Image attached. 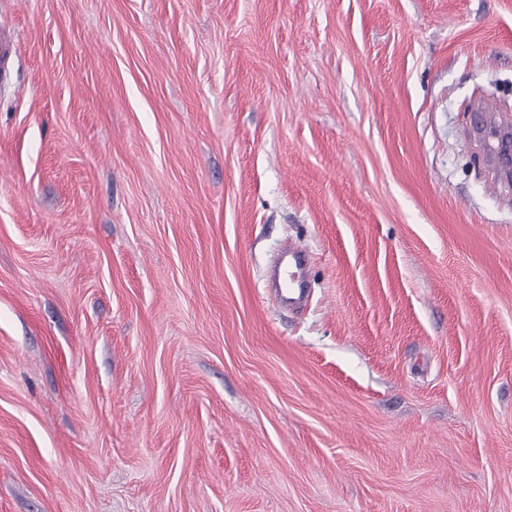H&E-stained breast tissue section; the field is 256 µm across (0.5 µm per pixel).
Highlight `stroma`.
Segmentation results:
<instances>
[{
	"label": "stroma",
	"mask_w": 512,
	"mask_h": 512,
	"mask_svg": "<svg viewBox=\"0 0 512 512\" xmlns=\"http://www.w3.org/2000/svg\"><path fill=\"white\" fill-rule=\"evenodd\" d=\"M2 30L0 512H512V194L467 135L512 115V0ZM284 257L288 258V262L278 271L277 275L278 279L286 282L287 288L277 289L276 297L280 302L298 305L308 293L307 283L304 279V269L308 260L307 253L304 248L289 244Z\"/></svg>",
	"instance_id": "35a3bbf8"
}]
</instances>
